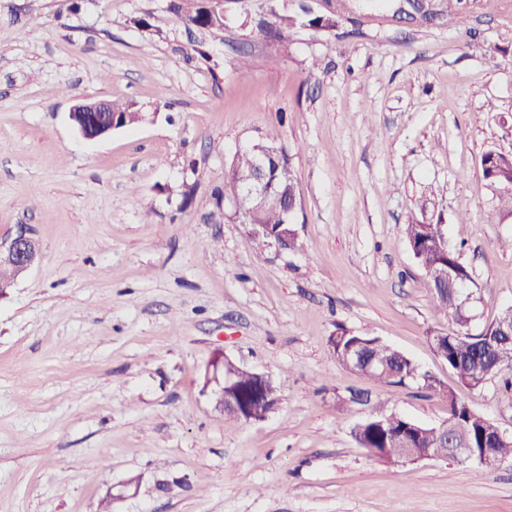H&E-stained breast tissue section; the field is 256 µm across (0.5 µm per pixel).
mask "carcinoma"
I'll use <instances>...</instances> for the list:
<instances>
[{
    "instance_id": "cac0c4a2",
    "label": "carcinoma",
    "mask_w": 512,
    "mask_h": 512,
    "mask_svg": "<svg viewBox=\"0 0 512 512\" xmlns=\"http://www.w3.org/2000/svg\"><path fill=\"white\" fill-rule=\"evenodd\" d=\"M170 10L184 13L186 23L201 29L219 28L223 24L215 9L198 6L184 10L183 0H170ZM340 13L299 12L280 13L269 9V16L260 19L258 33L278 43L286 44L290 33L297 28L331 29L337 26ZM253 157L249 153L236 156L233 170L227 182L231 192L247 184L253 176ZM482 174L498 187L500 202L512 211V152L495 158H482ZM257 223L277 230L283 224V211L273 207L256 218ZM408 247L425 275L448 268L456 291H442L436 282H429L430 300L435 309L450 320L451 329L431 336L435 351L448 363V370L457 381L476 388L486 380L505 371L512 372V362L497 360L489 349L490 342H504L507 337L499 335V329L512 325V306L500 310L499 314L480 333H471L472 315L463 305L460 294L467 292L471 272L459 260L457 250L444 246L445 225L408 224L405 227ZM336 359L347 369L371 378L378 385L405 386L417 383L420 388L443 395L448 402V431L436 426L421 424L410 418L389 413L384 420L370 416L358 423L352 436L359 447L374 457L389 462L408 448L424 455L428 452L445 456L452 442L473 449L472 463L479 469L491 473L505 458L512 459V442H497V425L473 411L455 392L428 372H420L415 362L404 352L386 344L376 337L357 336L341 332L329 337Z\"/></svg>"
}]
</instances>
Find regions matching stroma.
Segmentation results:
<instances>
[{
	"mask_svg": "<svg viewBox=\"0 0 512 512\" xmlns=\"http://www.w3.org/2000/svg\"><path fill=\"white\" fill-rule=\"evenodd\" d=\"M276 2L191 30L169 0H0V241L24 224L40 244L0 298V512H512V459L359 448L378 407L439 425L448 406L329 344L378 337L512 433V391L457 385L431 345L450 322L404 233L461 246L472 333L512 304V213L481 168L512 152V0H461L463 29L355 11L284 49L250 24ZM81 96L141 120L85 139ZM271 129L297 176L301 248L281 254L224 193ZM220 352L276 381L264 420L215 410Z\"/></svg>",
	"mask_w": 512,
	"mask_h": 512,
	"instance_id": "obj_1",
	"label": "stroma"
}]
</instances>
